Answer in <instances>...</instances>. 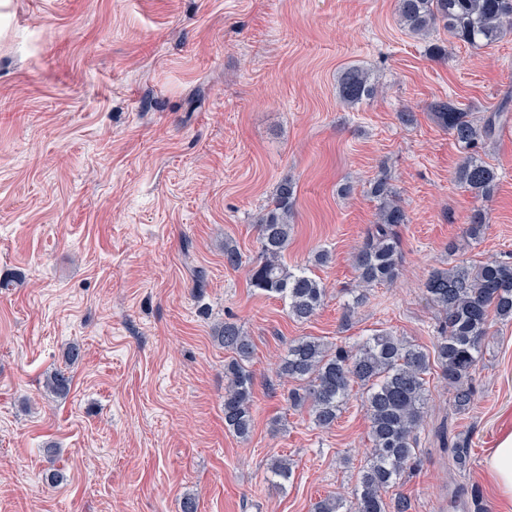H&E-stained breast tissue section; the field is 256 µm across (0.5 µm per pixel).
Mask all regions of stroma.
Returning <instances> with one entry per match:
<instances>
[{
	"instance_id": "obj_1",
	"label": "stroma",
	"mask_w": 512,
	"mask_h": 512,
	"mask_svg": "<svg viewBox=\"0 0 512 512\" xmlns=\"http://www.w3.org/2000/svg\"><path fill=\"white\" fill-rule=\"evenodd\" d=\"M351 65L377 89L352 108L336 94ZM507 94L512 32L489 47L429 40L399 25L397 0H0V512H181L187 494L198 512H311L351 496L372 446L361 388L322 430L287 406L276 367L302 336L383 331L432 348L429 272L512 261V111L481 151L498 181L480 201L454 183L466 151L427 110L447 97L479 121ZM382 175L408 217L399 275L350 314ZM285 177L287 264L330 254L306 322L249 283L257 220ZM228 241L239 268L224 264ZM228 319L254 345L245 439L224 425L229 354L213 329ZM58 369L64 396L46 387ZM474 386L458 413L428 374L419 465L386 501L501 512L484 460L512 428V323H492ZM279 457L292 464L281 486L268 472Z\"/></svg>"
}]
</instances>
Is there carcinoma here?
I'll list each match as a JSON object with an SVG mask.
<instances>
[{"instance_id": "carcinoma-1", "label": "carcinoma", "mask_w": 512, "mask_h": 512, "mask_svg": "<svg viewBox=\"0 0 512 512\" xmlns=\"http://www.w3.org/2000/svg\"><path fill=\"white\" fill-rule=\"evenodd\" d=\"M400 25L409 33L428 38L442 28L454 39L471 46H490L512 30V0H398ZM367 71L348 67L340 76L337 94L354 106L374 94ZM438 123L470 154L455 172L454 181L477 199L489 198L498 174L476 152L478 145L496 132L500 113H491L481 124L454 101L435 100L428 106ZM371 194L380 201L379 221L371 227L355 257L361 292L351 305L366 297L376 285L393 281L399 273V239L396 228L407 223L405 210L394 199L388 179L377 178ZM296 185L285 177L278 184L271 205L258 219L260 259L250 270L252 287L283 300L297 321H307L323 304L325 288L312 267L328 262L325 251L315 253L311 264L290 267L283 261L292 234ZM484 211L473 210L467 227L470 238H481ZM424 293L440 314L433 352L390 333H377L352 345L332 346L306 336L288 344L278 373L295 382L286 402L306 407L314 425L331 428L354 385L364 388L363 402L370 419L372 448L361 471L350 503L328 495L313 505V512H388L383 492L418 466L417 433L428 400L425 375L436 366L452 391L453 407L461 413L474 400L473 372L482 355L492 322H512V262L488 261L478 266L455 265L435 270L424 282ZM213 338L231 353L224 365V425L240 438L253 426V344L242 327L226 320ZM70 377L55 371L47 385L56 395L65 394ZM270 472L282 484L292 476L288 460L277 458Z\"/></svg>"}]
</instances>
